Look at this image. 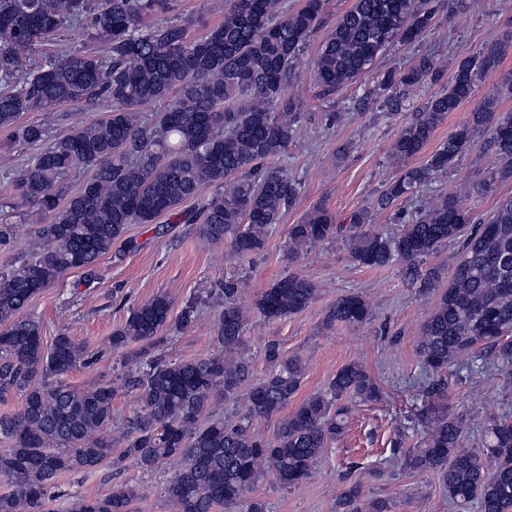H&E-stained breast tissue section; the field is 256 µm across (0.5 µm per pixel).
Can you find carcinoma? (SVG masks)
Wrapping results in <instances>:
<instances>
[{"label":"carcinoma","mask_w":512,"mask_h":512,"mask_svg":"<svg viewBox=\"0 0 512 512\" xmlns=\"http://www.w3.org/2000/svg\"><path fill=\"white\" fill-rule=\"evenodd\" d=\"M431 0H352L321 44L315 60L325 91L364 76L395 39L413 42L434 25ZM168 0H0V129L35 149L19 170L16 189L52 220L38 233L45 246L10 272L0 273V391L23 396L21 410L0 417V477L11 490L0 494V512H50L59 476L119 467L130 459L144 472L174 461L180 468L164 494L174 512H267L251 497L266 474L284 488L307 480L317 460L345 425L346 401L381 400L375 378L359 363L343 366L328 389L304 399L284 418L272 438L255 432L253 421L278 414L300 388L304 370L283 356L275 341L265 345L269 374L244 396L245 412L234 421L204 417L213 401L238 396L251 376V361L237 353L246 315L237 299L240 282L226 279L210 293L220 308L219 349L204 358L169 361L154 354L171 323L164 295L134 307L112 331V351L144 344L133 365L118 377L135 394L139 409L122 435L107 432L116 388L100 384L76 389L64 377L86 363L84 348L71 337L44 347L39 321L19 317L42 290L71 269L93 266L112 244L138 248L125 237L130 224H152L164 215L176 224H197L202 238L227 242L247 257L264 249L268 228L292 206L301 183L275 163L301 121L288 97L294 64L319 29L325 0H304L290 13L280 0H225L224 20L190 39L183 25L154 27L146 19L167 9ZM68 26L106 44L97 52L52 56L22 72L19 59ZM502 62L501 46H486L458 61L449 80L421 110L406 117L392 148L404 161L433 139L438 127L475 91L482 76ZM444 68L423 54L411 65L387 72L380 89L437 83ZM162 101L154 123L135 107ZM105 103L104 116L79 121L49 137L40 124H18L26 112L68 104L76 109ZM512 176V115L483 106L442 141L418 167L404 170L382 192L386 209L413 198L421 186L448 172L477 135ZM78 169L90 178L75 194H64L66 178ZM205 185L215 193L199 199ZM199 201L195 209L181 206ZM341 236L355 263L365 267L403 265L425 292L439 274L423 268L437 249L459 238L464 245L448 287L423 325L417 353L426 376L423 399L410 425L397 430L393 454L408 471H434L448 499L463 512H512V417L489 415L480 448L465 445V420L448 411V368L482 373L494 357L497 374L512 383V197L479 222L458 195L440 196L415 209L394 233L370 226L366 208L338 224L324 207L288 227L289 259L304 247ZM15 242V225L0 216V251ZM317 286L291 273L257 297L254 308L273 321L305 310ZM370 309L359 295L336 299L326 323L359 326ZM422 431L419 443L410 433ZM135 492L126 485L103 497L82 498L75 512H135ZM336 512H387L383 501L362 502L351 485L336 500Z\"/></svg>","instance_id":"cac0c4a2"}]
</instances>
